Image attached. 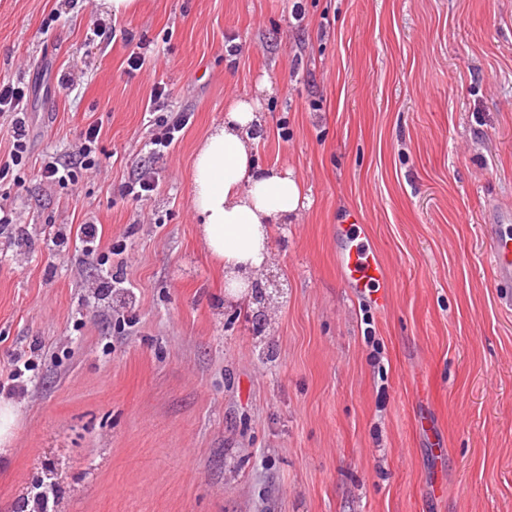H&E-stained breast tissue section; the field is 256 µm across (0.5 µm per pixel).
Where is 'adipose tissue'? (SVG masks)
Returning a JSON list of instances; mask_svg holds the SVG:
<instances>
[{"label": "adipose tissue", "instance_id": "obj_1", "mask_svg": "<svg viewBox=\"0 0 512 512\" xmlns=\"http://www.w3.org/2000/svg\"><path fill=\"white\" fill-rule=\"evenodd\" d=\"M257 109L254 100L233 102L194 160L192 208L201 221L202 244L221 263L235 297L274 265L272 226L297 213L303 200L290 171L255 164Z\"/></svg>", "mask_w": 512, "mask_h": 512}]
</instances>
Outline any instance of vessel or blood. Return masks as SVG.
I'll return each mask as SVG.
<instances>
[{
    "label": "vessel or blood",
    "instance_id": "b4317fda",
    "mask_svg": "<svg viewBox=\"0 0 512 512\" xmlns=\"http://www.w3.org/2000/svg\"><path fill=\"white\" fill-rule=\"evenodd\" d=\"M336 238L340 243L336 265L346 287L369 300L374 307L385 308L388 296L383 289L391 279L390 271L381 261L364 225H337ZM491 241L492 271L499 282L511 283L512 226L493 225Z\"/></svg>",
    "mask_w": 512,
    "mask_h": 512
}]
</instances>
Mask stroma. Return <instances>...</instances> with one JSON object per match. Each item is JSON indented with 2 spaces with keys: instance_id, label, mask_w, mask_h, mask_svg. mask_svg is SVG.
<instances>
[{
  "instance_id": "35a3bbf8",
  "label": "stroma",
  "mask_w": 512,
  "mask_h": 512,
  "mask_svg": "<svg viewBox=\"0 0 512 512\" xmlns=\"http://www.w3.org/2000/svg\"><path fill=\"white\" fill-rule=\"evenodd\" d=\"M0 80L29 89L28 164L0 170V371L32 363L25 394L0 390L18 409L0 512H31L50 456L49 512H512V288L488 255L512 215V0H142L120 18L0 0ZM156 85L190 117L159 159ZM244 96L258 165L307 198L274 227L284 291L259 333L191 205L194 154ZM91 125L97 167L45 181L43 155L68 160ZM143 168L158 187L135 204ZM350 219L391 271L386 310L336 266ZM91 222L96 256L52 247ZM157 187L153 172L149 169H141L136 175L125 183L122 188L124 197H129L135 201H142L150 196Z\"/></svg>"
}]
</instances>
